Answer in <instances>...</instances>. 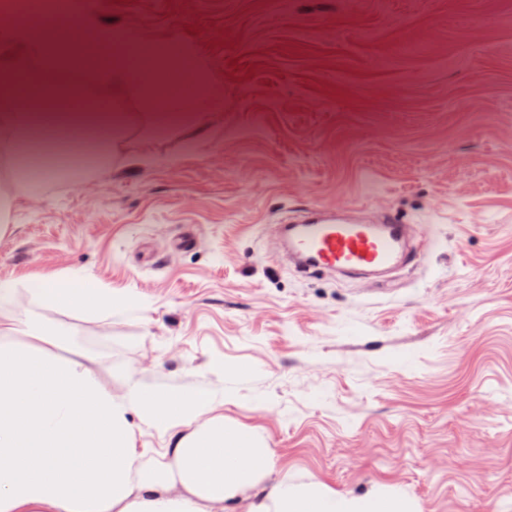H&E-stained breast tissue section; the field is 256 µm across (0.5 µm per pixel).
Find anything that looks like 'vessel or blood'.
<instances>
[{"label":"vessel or blood","mask_w":512,"mask_h":512,"mask_svg":"<svg viewBox=\"0 0 512 512\" xmlns=\"http://www.w3.org/2000/svg\"><path fill=\"white\" fill-rule=\"evenodd\" d=\"M350 213L345 205L316 207L303 214L299 223L281 225L289 258L307 272L374 275L397 265L405 250L404 224L389 213L374 223L355 220Z\"/></svg>","instance_id":"b4317fda"}]
</instances>
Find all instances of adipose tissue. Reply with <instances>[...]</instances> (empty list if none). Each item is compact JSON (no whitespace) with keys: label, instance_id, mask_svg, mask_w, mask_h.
Returning a JSON list of instances; mask_svg holds the SVG:
<instances>
[{"label":"adipose tissue","instance_id":"obj_1","mask_svg":"<svg viewBox=\"0 0 512 512\" xmlns=\"http://www.w3.org/2000/svg\"><path fill=\"white\" fill-rule=\"evenodd\" d=\"M66 25L65 37L36 33L0 0V140L12 151L34 140L50 154L62 139L107 127L102 165L141 166L151 158L129 152L128 131L154 112L185 142L204 134L190 96L160 94L189 68L195 88L223 103L222 89L175 37L152 40L106 20L103 0H68ZM82 36L114 61L92 65ZM16 291L0 280V512H418L396 489L346 495L316 481H270L263 439L226 423L210 393L132 378L116 393L91 357L60 356L66 330L53 312L80 307L104 317L112 306L86 276L32 281L35 315L3 307ZM139 427L167 447H139Z\"/></svg>","mask_w":512,"mask_h":512}]
</instances>
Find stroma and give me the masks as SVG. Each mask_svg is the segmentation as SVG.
Listing matches in <instances>:
<instances>
[{
	"label": "stroma",
	"instance_id": "stroma-1",
	"mask_svg": "<svg viewBox=\"0 0 512 512\" xmlns=\"http://www.w3.org/2000/svg\"><path fill=\"white\" fill-rule=\"evenodd\" d=\"M177 33L222 86L207 138L132 133L152 164L14 209L10 306L80 272L136 296L56 313L114 383L211 392L273 476L421 512H512V0H106ZM353 201L416 250L390 281L279 263L276 224Z\"/></svg>",
	"mask_w": 512,
	"mask_h": 512
}]
</instances>
